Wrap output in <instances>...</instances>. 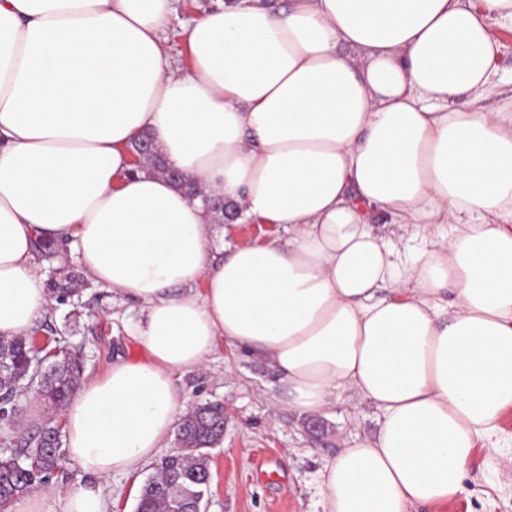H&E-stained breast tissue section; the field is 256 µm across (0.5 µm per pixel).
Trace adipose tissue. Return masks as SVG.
<instances>
[{
  "instance_id": "obj_1",
  "label": "adipose tissue",
  "mask_w": 512,
  "mask_h": 512,
  "mask_svg": "<svg viewBox=\"0 0 512 512\" xmlns=\"http://www.w3.org/2000/svg\"><path fill=\"white\" fill-rule=\"evenodd\" d=\"M174 11L0 0V335L51 303L40 238L140 306L144 357L62 411L84 477L56 512H111L104 479L155 460L185 409L177 372L220 339L269 355L289 406L315 415L350 391L380 411L324 464L323 512L463 494L512 408V94L474 107L512 0H221L184 28L183 70L161 39ZM145 133L226 223L287 239L215 254L214 212L133 170ZM379 211L422 237L408 266Z\"/></svg>"
}]
</instances>
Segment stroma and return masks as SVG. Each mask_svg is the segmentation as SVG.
Returning <instances> with one entry per match:
<instances>
[{
	"label": "stroma",
	"instance_id": "obj_1",
	"mask_svg": "<svg viewBox=\"0 0 512 512\" xmlns=\"http://www.w3.org/2000/svg\"><path fill=\"white\" fill-rule=\"evenodd\" d=\"M213 0H176V13L162 37L177 68L188 65L181 35L184 22L200 17ZM215 247L261 243L282 237L272 224L216 223ZM139 309L131 301L85 281L78 296L56 301L37 328L53 325L85 362V376L103 375L117 358H137L141 348L128 335ZM188 407L203 403L224 409V436L207 449L210 472L205 512H322L318 471L326 457L378 429L370 403L337 402L313 416L289 408L285 389L268 357L217 340L205 366L178 373ZM498 444L476 448L468 467L466 494L448 501L446 512H512V411L500 423ZM147 464L133 474L104 482L112 512H135Z\"/></svg>",
	"mask_w": 512,
	"mask_h": 512
}]
</instances>
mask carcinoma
Listing matches in <instances>:
<instances>
[{
	"label": "carcinoma",
	"instance_id": "1",
	"mask_svg": "<svg viewBox=\"0 0 512 512\" xmlns=\"http://www.w3.org/2000/svg\"><path fill=\"white\" fill-rule=\"evenodd\" d=\"M147 168L197 196L195 183L185 175L175 177L159 153ZM72 277L51 281L49 288L60 300L74 295ZM38 351L27 336H0V405L6 415L0 419V512L17 498L46 485L60 472V429L47 422L20 435L15 434L17 400L29 386L56 410H63L78 386L82 372L79 354L71 352L65 340L44 350V362L37 363ZM224 435V410L201 404L183 419L176 433L178 450L164 457L157 473L141 488L136 512H199L208 492L209 475L203 449L217 444Z\"/></svg>",
	"mask_w": 512,
	"mask_h": 512
}]
</instances>
